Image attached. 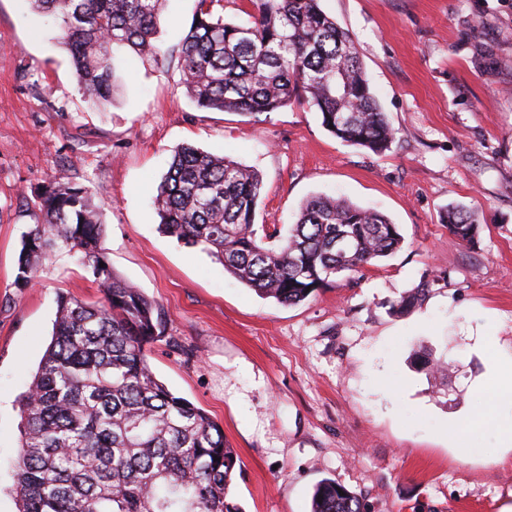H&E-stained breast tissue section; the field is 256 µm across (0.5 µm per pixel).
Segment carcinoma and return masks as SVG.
<instances>
[{"mask_svg": "<svg viewBox=\"0 0 512 512\" xmlns=\"http://www.w3.org/2000/svg\"><path fill=\"white\" fill-rule=\"evenodd\" d=\"M166 0H29L59 21L84 98L112 103L115 53L129 50L163 66L157 45ZM248 20L224 21L223 0H196L178 44L182 84L202 110L269 114L299 104L343 143L383 154L396 131L370 91L350 35L321 0H248ZM260 174L229 156L177 150L154 200L159 230L199 248L265 298L298 304L391 255L403 237L384 214L345 199L307 200L283 235L257 226ZM97 187L53 183L33 203L13 285L36 282L43 264L68 257L92 278L102 300L61 293L52 339L18 400L15 464L18 512H241L233 496L237 457L224 429L172 393L148 352L164 337L165 312L118 276L102 249ZM443 223L458 243H478L477 211L460 205ZM436 278L391 304H422ZM341 485H317L311 512H361Z\"/></svg>", "mask_w": 512, "mask_h": 512, "instance_id": "cac0c4a2", "label": "carcinoma"}]
</instances>
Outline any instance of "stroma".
<instances>
[{
    "instance_id": "35a3bbf8",
    "label": "stroma",
    "mask_w": 512,
    "mask_h": 512,
    "mask_svg": "<svg viewBox=\"0 0 512 512\" xmlns=\"http://www.w3.org/2000/svg\"><path fill=\"white\" fill-rule=\"evenodd\" d=\"M357 46L396 130L376 155L341 142L296 104L260 118L202 111L177 66L115 60L107 109L89 106L55 23L0 0V512H18V397L51 338L59 293L96 301L66 258L13 286L20 238L51 183L99 186L114 272L167 315L150 366L224 429L241 466L243 512H310L317 484L355 493L363 512H502L512 450L497 407L496 358L512 356V0H321ZM195 0H167L162 49ZM193 145L258 171L256 224L287 228L317 195L398 224L391 256L288 306L162 234L152 208L174 151ZM460 202L483 217L479 244L442 224ZM436 277L422 306L403 292ZM431 353L447 375L413 355Z\"/></svg>"
}]
</instances>
